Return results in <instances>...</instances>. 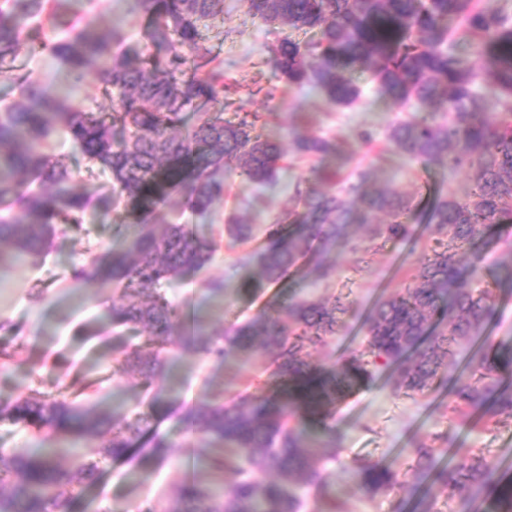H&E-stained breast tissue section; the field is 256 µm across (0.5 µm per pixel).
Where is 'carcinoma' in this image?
<instances>
[{
	"instance_id": "cac0c4a2",
	"label": "carcinoma",
	"mask_w": 512,
	"mask_h": 512,
	"mask_svg": "<svg viewBox=\"0 0 512 512\" xmlns=\"http://www.w3.org/2000/svg\"><path fill=\"white\" fill-rule=\"evenodd\" d=\"M146 17L145 36L154 52L112 54L117 32L105 40L96 18L77 25L69 0H0V81L19 86L21 99L0 111V269L42 257L58 235L79 230L86 212L123 209L137 218L119 247L97 259L103 284L123 289L122 303L108 315L113 327L140 330L143 344L119 339L123 366L153 389L172 348L183 344L218 359L227 349L250 352L260 345L269 360L266 379L254 392L224 396L189 411L185 422L200 447L222 448L208 458L212 471L230 473L228 490L193 483L167 512H302L293 488L325 492L329 512H340L336 494L325 490L321 469L310 464L319 449L336 460L342 439L320 436L309 424H325L345 392L372 378L369 366L392 367L395 387L422 394L448 385L444 408L454 416L483 409L490 418L512 417V350L483 345L476 366L461 365L457 349L480 336L495 313L493 291L478 279L482 241L488 227L512 223V14L486 0H247L248 14L289 34L269 48L288 83L317 90L331 105L348 108L361 96L353 75L368 71L383 100L395 111L414 102L418 116L393 123L387 140L397 156L426 167L468 177L461 196L440 194L426 215L431 235H446L442 251L422 253L420 273L402 295L379 300L365 319L366 346L341 358L333 372L308 361V349L325 347L336 335L350 301L340 297L288 303V321L260 313L225 335L186 316L166 294L164 283L200 271L216 243L185 224L158 217L169 197L187 195L199 216L210 215L224 195V173L254 184L275 180L282 152L256 132L259 116L224 119V81L217 56L203 44L202 30L224 18V0H136ZM54 58L69 72L94 75L108 111L92 112L70 96H51L41 71L15 72L20 46ZM194 108L195 123L185 124ZM101 172L111 189L95 199L72 191L74 169L65 157L43 150L56 134ZM296 150L322 157L340 150L325 136L295 139ZM357 173L343 193L317 192L298 182L295 208L266 229L256 255L239 259L242 269L257 261L263 279L278 283L292 275L327 278L328 245L358 222L371 229L367 262L378 240H409V201L369 186ZM229 236L246 240L252 230L233 217ZM0 421L49 428L93 448L63 467L55 448L0 452V512H71L65 490L93 480L102 467L125 458L152 429L150 413L129 417L104 412L65 396L35 391L0 399ZM435 446L407 449L417 480L459 497L462 512L490 499L494 512H512V480L497 463L467 451L444 458L450 434ZM270 471L274 478L258 476ZM346 473L372 490L399 492L405 483L376 461L353 460Z\"/></svg>"
}]
</instances>
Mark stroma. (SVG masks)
<instances>
[{"label": "stroma", "instance_id": "stroma-1", "mask_svg": "<svg viewBox=\"0 0 512 512\" xmlns=\"http://www.w3.org/2000/svg\"><path fill=\"white\" fill-rule=\"evenodd\" d=\"M69 9L75 17L97 15V33L120 29L126 44L150 53L144 37L146 19L135 0H71ZM219 29V36L210 38L208 45L222 61L225 75L245 88L244 93L229 96L224 117L232 121L242 112L260 113L261 133L280 145L283 157L270 186L225 174L224 196L215 201L207 217L192 213L185 197L169 202L168 218L189 225L198 236L215 238L219 247L203 272L188 273L165 284L164 290L187 316L200 319L216 332L229 330L293 297H348L353 306L339 334L329 347L311 352L314 364L335 368L345 350L364 347L362 325L368 312L379 298L403 292L418 273V254L436 248L435 238L422 226H415L413 240L386 242L362 268L357 259L368 243L367 235L350 227L330 253L334 274L318 281L291 279L272 285L263 280L258 267L241 269L239 258L261 244L267 225L293 209L297 181L334 191L339 178L363 169L372 172L376 185L411 199L420 209L434 193L462 195L468 181L463 175L427 169L415 162L385 160L388 127L401 117H413L415 110L392 111L377 94L369 74L354 76L363 90L361 101L351 108H338L311 88L288 85L275 71L269 48L281 33L252 20L246 0H224V21ZM15 64L41 69L49 94H60L67 86L88 109L97 112L109 107L91 75L73 77L59 64L33 57L25 48L20 49ZM304 113L311 115V125L302 124ZM361 128L372 133L371 144L355 140L354 134ZM304 131L343 142V153L321 160L297 153L293 139ZM231 216L251 226L249 240L236 241L225 234ZM133 221V216L121 209L108 214L88 211L82 229L59 237L40 261L28 260L0 270V318L14 327L10 333L0 329V346L15 353L13 362L0 368V398H17L33 389L47 394L63 389L73 394L91 386L94 404L126 413L152 412L158 432L167 442L166 448L157 452L149 447L136 450L129 458L106 465L93 481L70 488L71 512H135L136 504L147 498L157 503L160 512H167L186 482L208 481V472L198 462L199 442L186 432L180 416L187 409L200 407L212 392L243 391L258 375L264 359L259 349L250 353L232 350L219 361L203 360L189 348L175 350L158 380L168 401L150 407L140 377L119 371L117 343L107 334V316L120 301L118 292L91 278L70 279L73 269L90 267L94 256L118 246L122 225ZM204 276L224 280V296L205 292L200 283ZM495 294V318L481 336L494 346L512 347V286L497 284ZM372 371L370 383L348 392L327 421L343 443L339 461L327 462L323 475L345 502L347 512H410L412 499L419 493L432 500L434 512H457L456 499L440 487L415 485L413 462L407 453L415 442H429L450 432L455 447L474 449L502 466L512 463V418L491 421L484 413L473 411L449 421L441 406L447 394L445 386H434L425 396L408 395L395 388L390 368L376 365ZM354 459H370L389 467L406 481V488L393 494L361 487L343 468Z\"/></svg>", "mask_w": 512, "mask_h": 512}]
</instances>
